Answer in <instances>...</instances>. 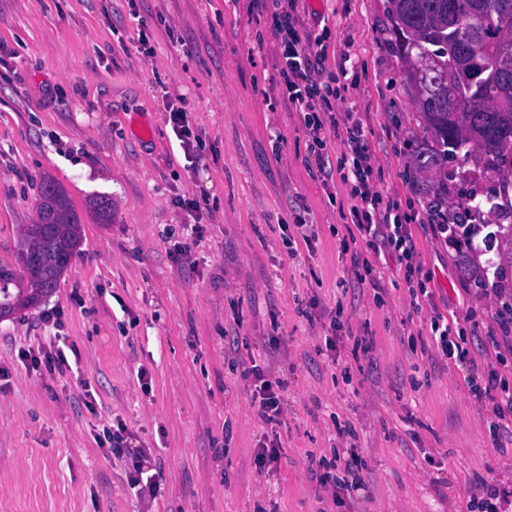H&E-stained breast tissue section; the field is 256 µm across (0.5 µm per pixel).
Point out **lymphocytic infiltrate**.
<instances>
[{
  "instance_id": "1",
  "label": "lymphocytic infiltrate",
  "mask_w": 512,
  "mask_h": 512,
  "mask_svg": "<svg viewBox=\"0 0 512 512\" xmlns=\"http://www.w3.org/2000/svg\"><path fill=\"white\" fill-rule=\"evenodd\" d=\"M272 32L284 38L279 83L308 136L310 152L319 156L325 154L328 141L333 137L343 146L336 159V174L355 201L350 216L357 236L373 253L374 260L365 264V273H375L376 261L394 259L403 272L412 299L428 298L430 279L421 271L411 232L412 224L418 219L417 212L404 209L400 201L375 189L373 154L359 114L320 109V102L339 96L340 91L317 71L311 37L300 35L291 16L278 11L273 14ZM430 330L432 336L438 338L443 355L456 364L471 367L467 383L474 397L480 400L488 396L496 385V378L474 372L475 360L460 342L464 328L438 314L431 317ZM242 378L256 385L253 404L260 419L270 424L276 422L282 413L280 381L266 378L256 366L244 369Z\"/></svg>"
}]
</instances>
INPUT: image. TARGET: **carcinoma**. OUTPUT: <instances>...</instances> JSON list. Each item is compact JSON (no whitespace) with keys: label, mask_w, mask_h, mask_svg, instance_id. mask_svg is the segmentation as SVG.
Wrapping results in <instances>:
<instances>
[{"label":"carcinoma","mask_w":512,"mask_h":512,"mask_svg":"<svg viewBox=\"0 0 512 512\" xmlns=\"http://www.w3.org/2000/svg\"><path fill=\"white\" fill-rule=\"evenodd\" d=\"M392 40L410 64L407 77L421 98L418 119L432 147L414 151L420 170H438L454 183L459 215L448 224V243L463 278L485 286L500 277L494 250L512 256V0H390ZM465 108L449 106L448 87ZM484 162L498 189L485 193L457 170ZM503 223L488 230L465 220L489 207ZM103 221L112 220L106 197L89 201ZM39 221L24 230L19 254L22 271L0 265V319L35 307L59 285L82 241L80 218L69 197L41 189Z\"/></svg>","instance_id":"cac0c4a2"}]
</instances>
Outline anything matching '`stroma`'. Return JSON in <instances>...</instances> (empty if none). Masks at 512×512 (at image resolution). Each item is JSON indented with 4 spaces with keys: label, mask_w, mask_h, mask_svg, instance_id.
<instances>
[{
    "label": "stroma",
    "mask_w": 512,
    "mask_h": 512,
    "mask_svg": "<svg viewBox=\"0 0 512 512\" xmlns=\"http://www.w3.org/2000/svg\"><path fill=\"white\" fill-rule=\"evenodd\" d=\"M281 6L322 34L327 70L350 54L326 108L360 114L376 190L425 212L441 176L412 166L425 137L389 0ZM270 16L259 0H0V264L17 266L45 179L82 220L55 293L0 320V512H481L491 495L512 512V429L438 350L395 261L355 278L370 251L342 248L352 201L320 176L341 144L310 155ZM178 97L201 145L168 120ZM411 230L437 311L512 387V327L453 248ZM51 311L78 354L55 371L20 358L52 352ZM251 364L282 383L277 424L251 404ZM119 420L154 455V495L127 484ZM349 462L361 490L332 480Z\"/></svg>",
    "instance_id": "stroma-1"
}]
</instances>
